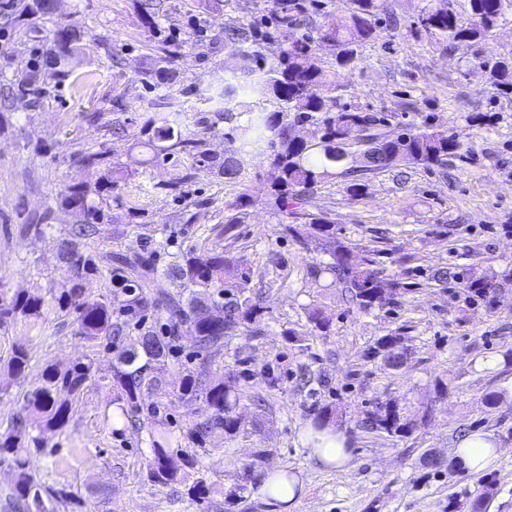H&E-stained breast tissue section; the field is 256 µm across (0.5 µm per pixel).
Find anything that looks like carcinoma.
<instances>
[{
	"mask_svg": "<svg viewBox=\"0 0 512 512\" xmlns=\"http://www.w3.org/2000/svg\"><path fill=\"white\" fill-rule=\"evenodd\" d=\"M471 20L458 21L449 0H433L424 8L420 19L409 32L422 33L446 44L471 46L489 40L512 0H469ZM328 6L324 0H271L268 14L253 19H234L215 28V23L200 17L191 18L183 31H171L161 23V0H139V10L147 30L154 36L156 64L142 73L141 82L150 95L141 100V112L114 127L115 134L138 128L147 137L143 146L151 153V162H185V180L190 181L200 168L214 170L229 183L242 180V155L259 153L267 160L266 204L288 217V208L307 205L318 183L338 175L348 179L347 190L362 197L367 190L368 175L397 167L442 168L448 160L461 156L456 135L440 130L429 121L420 126L392 125L384 112H370L358 105L342 103L336 90L343 72L357 60V47L388 37V0H349L347 13L333 25L315 24L313 17ZM20 20L45 16L51 12V0H15ZM315 35H310V31ZM76 41L73 29L63 27L54 33L53 54L57 63L66 61ZM280 43L278 53H268L269 45ZM331 43L338 52L334 64L323 67L314 62L318 45ZM224 51V82L201 89L195 85L175 88L173 77L179 59L188 50ZM496 91L512 97V59L480 62ZM45 90L37 75L29 74L16 85H8L0 94V106L13 97L38 99ZM203 96L218 105V120L226 123H196L187 126L186 113L180 111V97ZM272 98L281 109L264 112L254 103ZM314 126L318 139L309 141L296 134L299 127ZM222 133L224 155L207 149L210 136ZM111 153L100 150L83 156L89 168L108 165ZM117 167L112 177L102 176L94 183H76L65 188L63 202L84 215L62 241L60 260L68 277L49 296L22 293L7 296L0 292V327L18 320L37 322L46 313L74 316L77 332L89 341L105 338L112 344L120 341L128 326L140 332L139 349L116 351L113 389L125 409L122 416L134 423L144 394L158 386L153 365L163 363L173 352L186 346L202 351L234 335L239 327L257 323L264 315L263 300L246 293L241 283L250 278L252 266L243 256L224 250L189 247L176 253L166 268L156 262L166 243L149 237V247L134 255L112 256V287L122 299H95L86 292L87 277L96 266L81 249L93 237L108 214L89 201L117 183ZM259 203L247 192L238 194L224 205V232L245 223L250 208ZM308 222L290 224L280 221V233L291 238L300 249L316 242L328 252L327 269L340 287L350 294L362 311L396 303L397 297L411 291L410 284L398 277L388 278L379 269L375 250L358 247L336 239L333 221L325 213L307 214ZM179 283L177 295L153 292L158 274ZM466 287L476 296L495 304L498 285L492 278L470 274ZM165 314V322L155 327L150 316ZM401 341L399 336H385L365 353L371 361L387 360L389 348ZM29 363L27 348L13 345L7 361L8 374L20 377ZM92 375L89 364L78 363L66 368L55 365L44 371L42 383L23 398L20 415L11 430L0 433V455L12 456L15 480L11 499L24 512H55L60 499L67 496L34 480L28 471V447L22 441L23 430L43 428L61 430L68 422L71 403L61 393H75ZM204 401L209 415L195 423L190 436L204 444L215 434L232 443L240 434L237 407L240 402L235 377L229 375L205 389ZM366 429L400 436L411 431L413 420L400 412L398 405L387 403L376 408L364 422ZM170 436L165 423L154 420L151 426L152 461L148 478L161 486L187 488L194 502L207 498L215 487L201 478H191L189 471L171 464Z\"/></svg>",
	"mask_w": 512,
	"mask_h": 512,
	"instance_id": "1",
	"label": "carcinoma"
}]
</instances>
